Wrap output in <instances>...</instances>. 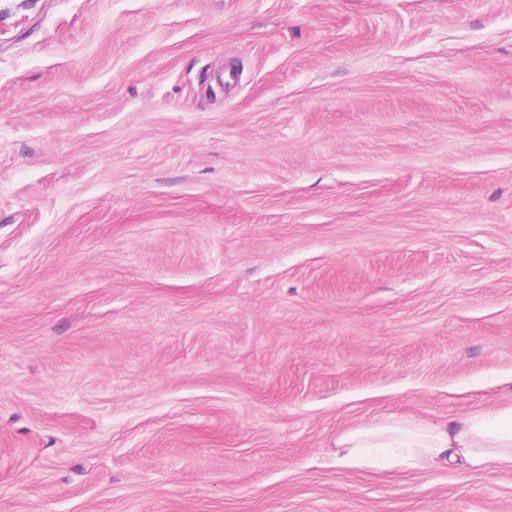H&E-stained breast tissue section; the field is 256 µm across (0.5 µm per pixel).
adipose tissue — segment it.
I'll use <instances>...</instances> for the list:
<instances>
[{"mask_svg":"<svg viewBox=\"0 0 512 512\" xmlns=\"http://www.w3.org/2000/svg\"><path fill=\"white\" fill-rule=\"evenodd\" d=\"M336 446L337 462L367 467L376 466L382 451L421 469L455 460L512 463V408L477 412L439 425L391 417L341 433Z\"/></svg>","mask_w":512,"mask_h":512,"instance_id":"ef3b65f1","label":"adipose tissue"}]
</instances>
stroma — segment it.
Masks as SVG:
<instances>
[{
    "mask_svg": "<svg viewBox=\"0 0 512 512\" xmlns=\"http://www.w3.org/2000/svg\"><path fill=\"white\" fill-rule=\"evenodd\" d=\"M512 407V0H0V512H512L337 435Z\"/></svg>",
    "mask_w": 512,
    "mask_h": 512,
    "instance_id": "35a3bbf8",
    "label": "stroma"
}]
</instances>
